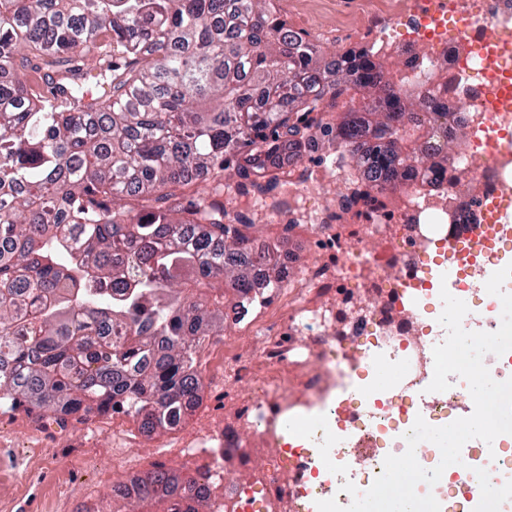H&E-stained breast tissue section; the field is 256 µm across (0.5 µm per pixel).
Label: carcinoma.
I'll return each mask as SVG.
<instances>
[{
	"label": "carcinoma",
	"mask_w": 512,
	"mask_h": 512,
	"mask_svg": "<svg viewBox=\"0 0 512 512\" xmlns=\"http://www.w3.org/2000/svg\"><path fill=\"white\" fill-rule=\"evenodd\" d=\"M446 94L406 109L371 41L329 58L277 0H0V415L60 433L124 415L149 440L187 427L211 399L209 348L307 249L292 223L254 234L214 183L232 169L247 193L336 157L356 199L444 181L448 131L424 130ZM219 484L156 464L112 501L224 512Z\"/></svg>",
	"instance_id": "cac0c4a2"
}]
</instances>
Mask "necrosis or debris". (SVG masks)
I'll return each mask as SVG.
<instances>
[{"instance_id": "4bbe7bcc", "label": "necrosis or debris", "mask_w": 512, "mask_h": 512, "mask_svg": "<svg viewBox=\"0 0 512 512\" xmlns=\"http://www.w3.org/2000/svg\"><path fill=\"white\" fill-rule=\"evenodd\" d=\"M512 31V0H397L377 29L375 60L393 78L409 108L437 86L448 89L450 135L444 165L455 185L425 189L395 187L382 195L389 219L365 202L351 203L352 235L339 233L334 215L347 196V171L330 163L320 170L299 164L256 188L254 198L287 205L288 218L312 224L324 242L305 271L279 293L284 316L261 346H247L243 365L228 369L212 389L236 416L240 447L261 450L263 469L249 472L238 512H317L320 500L349 505L342 484L366 491L383 471L387 455L405 452L403 439L416 417L433 426L459 418L472 398L466 382L449 375L445 392L429 391L433 348L446 329L441 278L454 271L456 298L469 312V328L492 332L501 300L485 283L506 265L496 246L504 226L490 225L494 243L463 255L449 249L461 219L483 223L490 205L512 198V143L488 153L480 135L489 122L512 128V113L490 117L478 83L467 74L474 43ZM420 50L421 67L405 68L408 50ZM334 298L337 315L321 321L312 292ZM360 317H352L353 307ZM281 371L276 381L260 367ZM248 406L239 416L237 402ZM372 449L368 463L355 468L359 441ZM224 424L200 422L183 434L180 454L204 456L212 471L224 473ZM507 450L484 451L482 440L467 442L465 465L445 470L435 486L421 483L418 494H433L440 512H483L494 498L512 512V435ZM275 479L279 495L266 492Z\"/></svg>"}]
</instances>
